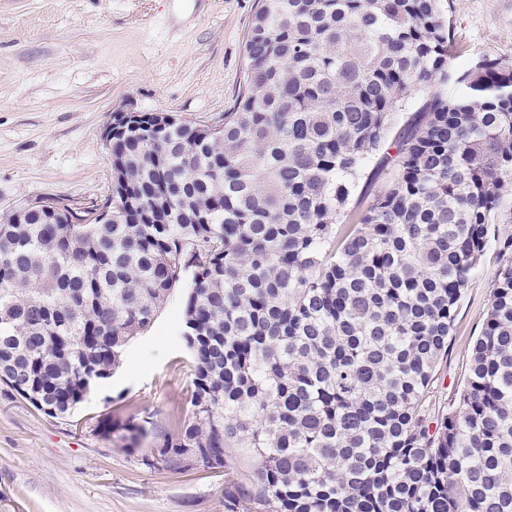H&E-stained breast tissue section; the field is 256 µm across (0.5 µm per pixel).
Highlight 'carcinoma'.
<instances>
[{
    "mask_svg": "<svg viewBox=\"0 0 512 512\" xmlns=\"http://www.w3.org/2000/svg\"><path fill=\"white\" fill-rule=\"evenodd\" d=\"M460 53L441 0H264L221 124L112 127L109 223L0 222V381L70 415L189 272L191 411L151 457L208 450L225 512H512V234L463 387L434 395L512 216V63Z\"/></svg>",
    "mask_w": 512,
    "mask_h": 512,
    "instance_id": "obj_1",
    "label": "carcinoma"
}]
</instances>
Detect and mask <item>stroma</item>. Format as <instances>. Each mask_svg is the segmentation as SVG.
<instances>
[{
	"label": "stroma",
	"mask_w": 512,
	"mask_h": 512,
	"mask_svg": "<svg viewBox=\"0 0 512 512\" xmlns=\"http://www.w3.org/2000/svg\"><path fill=\"white\" fill-rule=\"evenodd\" d=\"M260 0H0V218L55 197L83 206L110 193L102 133L113 112H172L222 123L242 81ZM460 69L512 62V0H448ZM489 245L460 302L438 397L463 383L490 304ZM185 288L73 416L52 417L0 383V512H224L223 470L145 465L101 429L150 419L154 435L188 415L191 371L179 342Z\"/></svg>",
	"instance_id": "35a3bbf8"
}]
</instances>
